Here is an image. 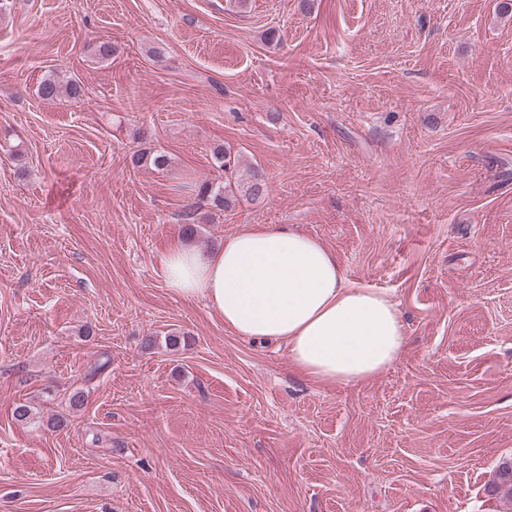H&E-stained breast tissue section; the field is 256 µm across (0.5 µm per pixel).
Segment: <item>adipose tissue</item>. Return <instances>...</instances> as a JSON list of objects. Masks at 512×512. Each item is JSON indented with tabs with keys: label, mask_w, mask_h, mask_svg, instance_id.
Here are the masks:
<instances>
[{
	"label": "adipose tissue",
	"mask_w": 512,
	"mask_h": 512,
	"mask_svg": "<svg viewBox=\"0 0 512 512\" xmlns=\"http://www.w3.org/2000/svg\"><path fill=\"white\" fill-rule=\"evenodd\" d=\"M162 267L169 288L204 301L230 333L284 341L293 367L317 384L371 379L407 345L393 298L350 283L332 250L285 224L207 252L176 240Z\"/></svg>",
	"instance_id": "obj_1"
}]
</instances>
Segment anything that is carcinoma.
Returning <instances> with one entry per match:
<instances>
[{"mask_svg":"<svg viewBox=\"0 0 512 512\" xmlns=\"http://www.w3.org/2000/svg\"><path fill=\"white\" fill-rule=\"evenodd\" d=\"M81 86L75 78L65 82L55 77L43 80L39 86V94L45 100H58L64 96L76 98L79 96ZM214 160L224 170V182L214 183L206 181L197 190V199L207 201L220 210L226 211L235 206L237 196L246 194L258 197L265 189V174L263 170L254 167L249 171L244 180L237 176L238 157L230 151L219 148L214 152ZM170 159L161 153L142 152L135 158V163L149 164L157 169H163L169 165ZM495 491L506 497L512 498V461L502 463L498 472V483Z\"/></svg>","mask_w":512,"mask_h":512,"instance_id":"obj_1","label":"carcinoma"}]
</instances>
